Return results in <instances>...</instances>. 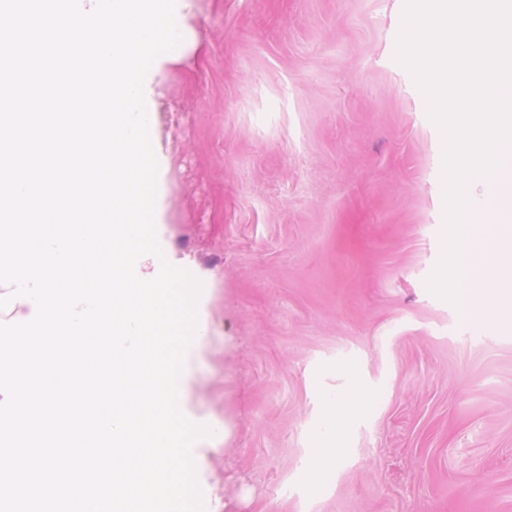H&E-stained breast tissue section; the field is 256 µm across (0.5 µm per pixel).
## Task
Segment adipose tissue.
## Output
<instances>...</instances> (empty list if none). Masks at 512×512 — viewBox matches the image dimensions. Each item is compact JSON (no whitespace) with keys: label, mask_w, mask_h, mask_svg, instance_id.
<instances>
[{"label":"adipose tissue","mask_w":512,"mask_h":512,"mask_svg":"<svg viewBox=\"0 0 512 512\" xmlns=\"http://www.w3.org/2000/svg\"><path fill=\"white\" fill-rule=\"evenodd\" d=\"M370 407L369 394L356 383L343 394L333 390L324 393L322 414L312 430L315 446L310 451V464L315 476L326 477L334 469L341 441Z\"/></svg>","instance_id":"1"}]
</instances>
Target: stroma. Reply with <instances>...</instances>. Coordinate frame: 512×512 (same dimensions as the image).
Instances as JSON below:
<instances>
[{"instance_id": "stroma-1", "label": "stroma", "mask_w": 512, "mask_h": 512, "mask_svg": "<svg viewBox=\"0 0 512 512\" xmlns=\"http://www.w3.org/2000/svg\"><path fill=\"white\" fill-rule=\"evenodd\" d=\"M405 0H193L164 102L162 252L210 283L189 409L208 512H512V334L426 281L442 141L394 58ZM370 411L323 485L322 390Z\"/></svg>"}]
</instances>
